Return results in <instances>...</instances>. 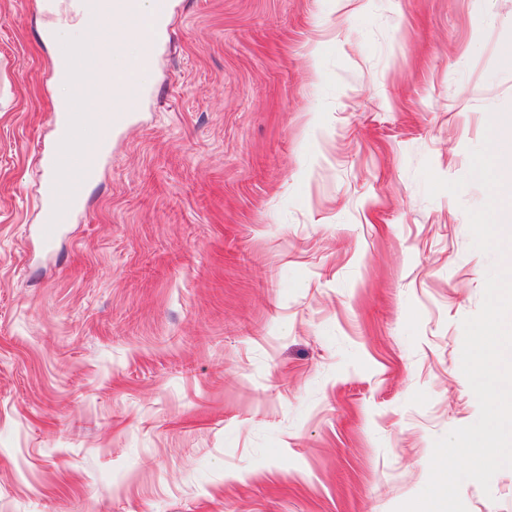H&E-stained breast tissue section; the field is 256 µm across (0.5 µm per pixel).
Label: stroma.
<instances>
[{
    "label": "stroma",
    "instance_id": "1",
    "mask_svg": "<svg viewBox=\"0 0 512 512\" xmlns=\"http://www.w3.org/2000/svg\"><path fill=\"white\" fill-rule=\"evenodd\" d=\"M172 3L48 244L53 64L87 33L0 0V512H394L479 416L512 0ZM460 494L512 512V469Z\"/></svg>",
    "mask_w": 512,
    "mask_h": 512
}]
</instances>
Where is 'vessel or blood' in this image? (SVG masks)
Masks as SVG:
<instances>
[{"label": "vessel or blood", "mask_w": 512, "mask_h": 512, "mask_svg": "<svg viewBox=\"0 0 512 512\" xmlns=\"http://www.w3.org/2000/svg\"><path fill=\"white\" fill-rule=\"evenodd\" d=\"M149 14H141L140 0H115L128 19L143 28L148 45H155L163 39L168 29V17L171 0H151ZM144 93V86L135 77L128 76L112 83V110L99 114V121L111 123L113 128L124 126L131 114L127 107L136 102ZM56 146L53 154L45 159L47 180L45 184L46 207L40 231L45 239H52L61 224L65 223L68 211L67 203L75 202L84 187L98 174L99 156H92L86 162L73 164L69 161L68 141L74 134L71 116L56 113Z\"/></svg>", "instance_id": "b4317fda"}]
</instances>
